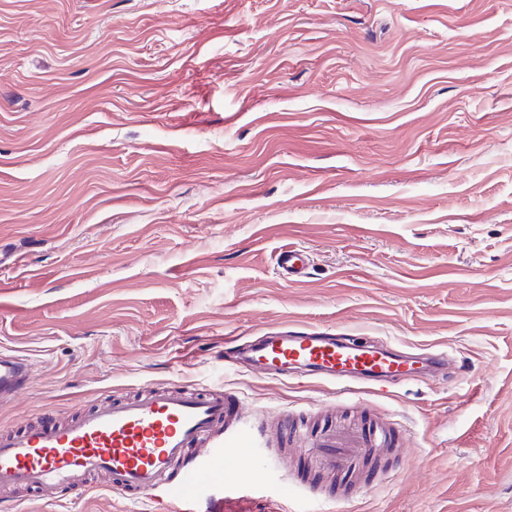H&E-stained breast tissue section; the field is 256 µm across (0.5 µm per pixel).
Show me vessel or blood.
<instances>
[{
  "instance_id": "vessel-or-blood-1",
  "label": "vessel or blood",
  "mask_w": 512,
  "mask_h": 512,
  "mask_svg": "<svg viewBox=\"0 0 512 512\" xmlns=\"http://www.w3.org/2000/svg\"><path fill=\"white\" fill-rule=\"evenodd\" d=\"M275 262L284 279L297 282L308 257L286 247ZM238 361L276 377L306 375L341 385L359 378L373 389L406 371L424 378L446 368L440 353L419 361L316 330L260 337L239 349ZM29 380L26 359L0 354V402L25 390ZM241 424L238 397L223 391H149L99 404L65 424L46 420L0 432V490H76L85 488L90 476L104 473L110 490L152 492L173 512H223L224 490L215 478L229 461L238 464L237 487H247L260 473L253 446L225 439ZM398 439L391 426L373 419L358 427L328 420L312 433L310 448L319 470L347 475L370 449L394 447ZM194 445L203 453L191 461L185 451Z\"/></svg>"
}]
</instances>
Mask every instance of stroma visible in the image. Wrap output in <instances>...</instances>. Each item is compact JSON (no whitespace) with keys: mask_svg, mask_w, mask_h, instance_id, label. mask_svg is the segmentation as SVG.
Listing matches in <instances>:
<instances>
[{"mask_svg":"<svg viewBox=\"0 0 512 512\" xmlns=\"http://www.w3.org/2000/svg\"><path fill=\"white\" fill-rule=\"evenodd\" d=\"M0 248V352L33 365L0 430L225 389L264 470L224 512H512V0H0ZM308 327L447 374L338 396L224 365ZM365 404L403 438L374 470L276 427ZM103 482L0 512H167ZM308 257L295 247L282 248L276 255V266L280 275L289 282L300 281L308 266Z\"/></svg>","mask_w":512,"mask_h":512,"instance_id":"1","label":"stroma"}]
</instances>
